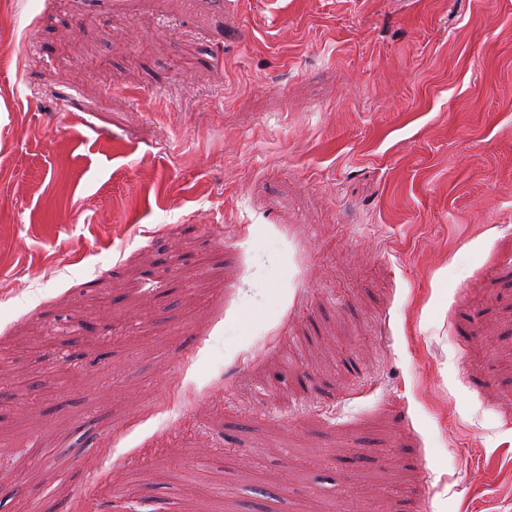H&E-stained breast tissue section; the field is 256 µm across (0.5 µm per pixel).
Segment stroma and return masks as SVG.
<instances>
[{
    "label": "stroma",
    "instance_id": "obj_1",
    "mask_svg": "<svg viewBox=\"0 0 512 512\" xmlns=\"http://www.w3.org/2000/svg\"><path fill=\"white\" fill-rule=\"evenodd\" d=\"M512 512V0H0V512Z\"/></svg>",
    "mask_w": 512,
    "mask_h": 512
}]
</instances>
